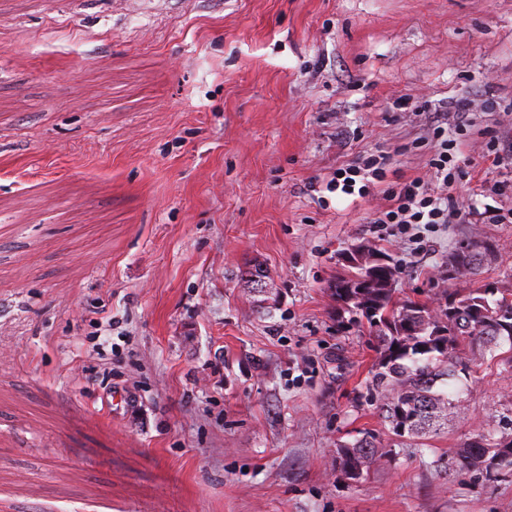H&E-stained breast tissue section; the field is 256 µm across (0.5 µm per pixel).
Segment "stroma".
Segmentation results:
<instances>
[{"label":"stroma","mask_w":512,"mask_h":512,"mask_svg":"<svg viewBox=\"0 0 512 512\" xmlns=\"http://www.w3.org/2000/svg\"><path fill=\"white\" fill-rule=\"evenodd\" d=\"M448 118L466 222L423 249L384 201L327 192L363 154L429 178ZM512 0H0V480L17 512H512V482L438 467L512 419L488 360L464 419L356 483L339 442L383 433L373 338L337 326V256L368 240L432 301L460 243L512 288ZM265 272L262 292L244 270Z\"/></svg>","instance_id":"obj_1"}]
</instances>
